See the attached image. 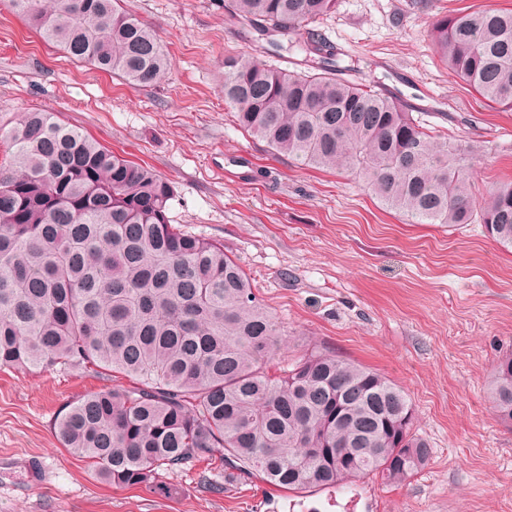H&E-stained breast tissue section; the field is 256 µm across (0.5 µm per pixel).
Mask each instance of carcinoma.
I'll return each instance as SVG.
<instances>
[{"instance_id":"1","label":"carcinoma","mask_w":512,"mask_h":512,"mask_svg":"<svg viewBox=\"0 0 512 512\" xmlns=\"http://www.w3.org/2000/svg\"><path fill=\"white\" fill-rule=\"evenodd\" d=\"M73 62L156 83L172 65L156 32L121 0H11ZM230 15L281 45L336 0H226ZM432 42L482 99L512 109V10L441 17ZM314 72L224 59L237 123L302 166L357 175L413 224L485 225L512 248V180L476 198L461 145L371 86L336 77L334 47L312 28ZM0 367L81 366L130 378L91 392L56 421L65 448L110 485L155 487L160 472L221 450L293 492L369 475L404 483L431 448L407 393L385 376L311 348L275 363L283 329L224 245L170 223L173 190L47 112L0 130ZM512 424V354L489 392ZM344 453L355 456L348 463Z\"/></svg>"}]
</instances>
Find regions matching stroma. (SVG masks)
<instances>
[{"mask_svg": "<svg viewBox=\"0 0 512 512\" xmlns=\"http://www.w3.org/2000/svg\"><path fill=\"white\" fill-rule=\"evenodd\" d=\"M123 4L171 56L156 84L69 61L0 0V128L49 112L154 168L173 188L172 224L223 243L284 327L278 359L311 344L382 373L408 393L432 455L402 485L370 476L293 493L256 474L225 476L207 458L162 472V494L109 485L61 446L54 424L115 378L0 367V512H512V425L487 396L494 366L512 352V249L479 224L409 223L361 179L274 156L237 127L221 90L225 58L308 64L298 49L245 40L224 0ZM488 8L512 0H337L319 24L346 79L477 149L479 196L512 180V111L450 75L429 32L443 14Z\"/></svg>", "mask_w": 512, "mask_h": 512, "instance_id": "obj_1", "label": "stroma"}]
</instances>
